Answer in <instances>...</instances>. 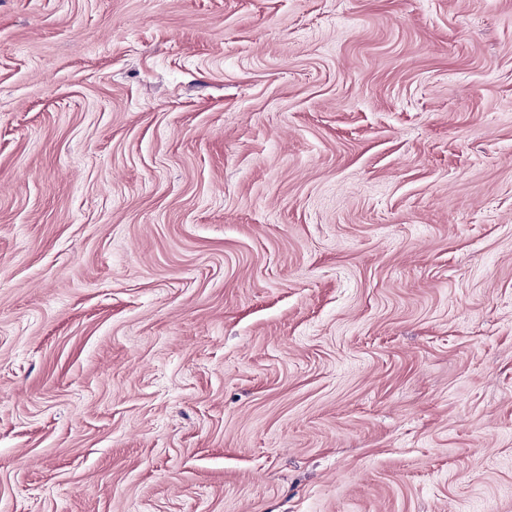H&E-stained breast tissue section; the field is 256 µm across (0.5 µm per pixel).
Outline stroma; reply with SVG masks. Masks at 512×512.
<instances>
[{
  "instance_id": "obj_1",
  "label": "stroma",
  "mask_w": 512,
  "mask_h": 512,
  "mask_svg": "<svg viewBox=\"0 0 512 512\" xmlns=\"http://www.w3.org/2000/svg\"><path fill=\"white\" fill-rule=\"evenodd\" d=\"M0 512H512V0H0Z\"/></svg>"
}]
</instances>
